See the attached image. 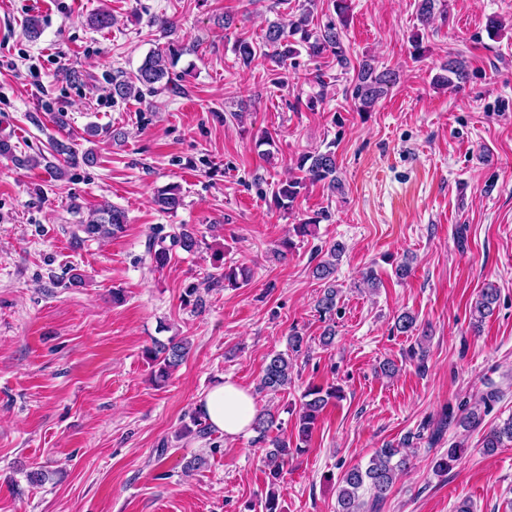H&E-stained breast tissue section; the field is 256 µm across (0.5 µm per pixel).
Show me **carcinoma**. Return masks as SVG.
<instances>
[{
  "label": "carcinoma",
  "instance_id": "obj_1",
  "mask_svg": "<svg viewBox=\"0 0 512 512\" xmlns=\"http://www.w3.org/2000/svg\"><path fill=\"white\" fill-rule=\"evenodd\" d=\"M317 0H308V6L303 8L299 18L289 25L273 22L268 25L263 36V46L268 52L262 54L259 47L246 39L237 41L235 51L239 59L249 65L257 56L264 55L274 60L278 66L285 67L287 61L306 53L310 58H320L328 53L336 58L337 64L347 69L350 59L342 42V28L348 24L349 2L351 0H331L338 17V21H329L321 27H310L313 9ZM160 29L169 37L164 49L154 50L146 55L141 65L132 77L117 74L112 77L110 94L112 99L127 100L146 92L152 93L156 85L162 83L168 88L173 84L171 69L177 64L182 55L190 52L175 35V23L168 19L158 20ZM441 73L436 76V82L448 86H458L468 80V71L465 62L456 57L450 58L440 67ZM397 81V74L391 70H378L376 59L365 57L358 62L356 81L353 88V99L356 109L368 112L379 98L385 94L387 88ZM53 158H62L63 164L49 163L47 168L53 177L61 179L66 176L67 168L80 163L92 165L96 163V155L87 150L77 154L74 145L69 139H53L50 142ZM297 168L304 173V179L312 182H321L332 191H339L342 185L337 176L336 153L331 147L323 151L309 152L301 155L297 161ZM303 188V179H289L275 185L272 191L274 203L283 209H290L296 203L300 190ZM155 203L162 212H175L182 205L180 189L170 186L158 192ZM127 223L125 211L108 202L102 204L85 224L77 225V230L90 237H109L123 232ZM191 253L198 249L199 240L194 229L183 224L179 231L170 235V245L162 243L149 247V256L155 266L163 268L171 260L174 248ZM343 247L334 244L328 250V259L318 262L312 269L313 277L325 282L323 294L316 300V310L320 317L329 319L336 313V297L338 290L332 276L335 273L336 257L340 256ZM249 274L242 266H226L224 272L215 277L216 281H224V285L238 288L248 281ZM498 291L495 288H485L479 294L472 309L474 320L484 317L491 311L492 305L497 302ZM304 338L294 332L288 336L287 349L272 356L266 363L260 380V389L276 392L288 385L293 362L302 353ZM189 353L188 342L184 339H170L151 351L152 359L157 366L155 378L158 381L166 380L170 373L179 367ZM342 399L341 389L335 386H312L303 395V403L295 422L297 430L295 452L299 453L307 447L311 439L315 424L331 403ZM500 400L499 391L491 389L483 393L479 405L459 416L457 424L465 428H477L482 424L483 415ZM453 414L445 411L436 425L424 422L415 433H408L397 444L388 443L378 449L366 467L354 465L343 471L339 479L336 512H381L386 499L394 485L398 472L408 465V457L402 454V449L413 448L423 439L424 432H429L428 444L438 443L443 431L448 427V421ZM276 426L274 413L264 410L256 414L253 421V430L256 433L253 442L267 448L266 459L270 474L274 480L283 477L284 467L288 465L291 455L288 439L278 436L272 437L270 433ZM512 443V416L500 424L491 426L483 435L482 451L492 454L504 447V442ZM465 449L456 445L442 455L437 462V469L441 472L449 470L457 462ZM366 488L370 492L369 500L364 501L360 490Z\"/></svg>",
  "mask_w": 512,
  "mask_h": 512
}]
</instances>
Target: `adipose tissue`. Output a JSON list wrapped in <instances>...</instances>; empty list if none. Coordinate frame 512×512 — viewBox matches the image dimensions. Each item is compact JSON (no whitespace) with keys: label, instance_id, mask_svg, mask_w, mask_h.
I'll return each instance as SVG.
<instances>
[{"label":"adipose tissue","instance_id":"adipose-tissue-1","mask_svg":"<svg viewBox=\"0 0 512 512\" xmlns=\"http://www.w3.org/2000/svg\"><path fill=\"white\" fill-rule=\"evenodd\" d=\"M197 408L228 439L246 434L256 415L252 395L228 381L217 383L204 393Z\"/></svg>","mask_w":512,"mask_h":512}]
</instances>
